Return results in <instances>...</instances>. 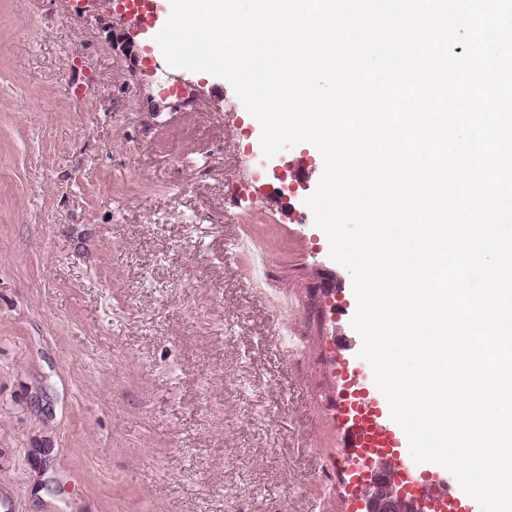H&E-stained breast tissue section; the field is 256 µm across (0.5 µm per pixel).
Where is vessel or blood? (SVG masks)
<instances>
[{
  "mask_svg": "<svg viewBox=\"0 0 512 512\" xmlns=\"http://www.w3.org/2000/svg\"><path fill=\"white\" fill-rule=\"evenodd\" d=\"M347 379L350 386L336 408L339 452L325 463L342 478L347 512H365L364 489L353 478L361 465L374 460L384 461L419 497L431 503L433 512H480L477 502L447 469L413 460L408 439L392 419L380 390L360 387L355 368H348Z\"/></svg>",
  "mask_w": 512,
  "mask_h": 512,
  "instance_id": "obj_1",
  "label": "vessel or blood"
}]
</instances>
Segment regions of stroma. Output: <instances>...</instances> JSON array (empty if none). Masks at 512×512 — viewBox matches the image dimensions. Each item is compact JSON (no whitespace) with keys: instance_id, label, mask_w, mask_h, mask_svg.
Here are the masks:
<instances>
[{"instance_id":"35a3bbf8","label":"stroma","mask_w":512,"mask_h":512,"mask_svg":"<svg viewBox=\"0 0 512 512\" xmlns=\"http://www.w3.org/2000/svg\"><path fill=\"white\" fill-rule=\"evenodd\" d=\"M122 0H0V486L19 512H310L349 272L220 77ZM266 251L261 276L235 248Z\"/></svg>"}]
</instances>
